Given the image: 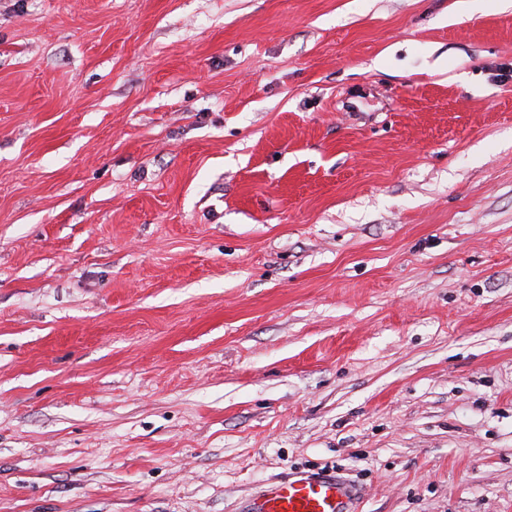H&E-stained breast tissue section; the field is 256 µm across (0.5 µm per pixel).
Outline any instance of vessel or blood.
Returning a JSON list of instances; mask_svg holds the SVG:
<instances>
[{"label": "vessel or blood", "mask_w": 512, "mask_h": 512, "mask_svg": "<svg viewBox=\"0 0 512 512\" xmlns=\"http://www.w3.org/2000/svg\"><path fill=\"white\" fill-rule=\"evenodd\" d=\"M358 497L339 473L295 471L251 498L246 512H355Z\"/></svg>", "instance_id": "vessel-or-blood-1"}]
</instances>
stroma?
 Here are the masks:
<instances>
[{"instance_id":"1","label":"stroma","mask_w":512,"mask_h":512,"mask_svg":"<svg viewBox=\"0 0 512 512\" xmlns=\"http://www.w3.org/2000/svg\"><path fill=\"white\" fill-rule=\"evenodd\" d=\"M512 512V0H0V512ZM359 491L337 472L295 471L267 485L246 512H355Z\"/></svg>"}]
</instances>
